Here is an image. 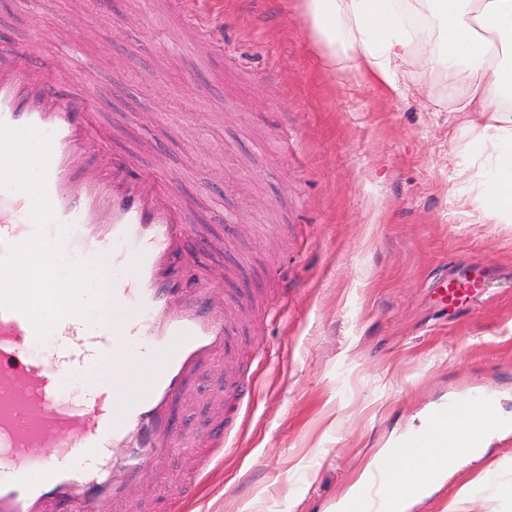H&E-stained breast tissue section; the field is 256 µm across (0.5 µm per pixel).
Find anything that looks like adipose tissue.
Here are the masks:
<instances>
[{"label":"adipose tissue","mask_w":512,"mask_h":512,"mask_svg":"<svg viewBox=\"0 0 512 512\" xmlns=\"http://www.w3.org/2000/svg\"><path fill=\"white\" fill-rule=\"evenodd\" d=\"M316 42L329 58L346 56L373 80L391 89L404 84L411 66L444 69L465 77L457 112H512V67L493 64V46L512 54V0H296ZM428 16L439 31L432 52L408 31L403 16ZM494 167L477 199L484 217L512 223V127L491 123L478 136Z\"/></svg>","instance_id":"1"}]
</instances>
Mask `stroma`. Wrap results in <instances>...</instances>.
<instances>
[{
	"label": "stroma",
	"instance_id": "stroma-1",
	"mask_svg": "<svg viewBox=\"0 0 512 512\" xmlns=\"http://www.w3.org/2000/svg\"><path fill=\"white\" fill-rule=\"evenodd\" d=\"M224 45L168 0H0V64L84 34L70 93L96 86L89 159L189 197L192 248L224 304L231 351L178 402L183 441L125 512H337L382 449L474 389L512 414V223L473 201L489 164L443 70L394 91L352 59L328 67L283 0H195ZM481 278L448 303L449 280ZM223 443L203 479L195 471ZM512 431L411 512H512ZM185 23L193 28L198 35L199 41H207L210 43L212 50L223 52L224 45L211 39L210 28L207 20L200 14L189 10L187 7L182 12Z\"/></svg>",
	"mask_w": 512,
	"mask_h": 512
}]
</instances>
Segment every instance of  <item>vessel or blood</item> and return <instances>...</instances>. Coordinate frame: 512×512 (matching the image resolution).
I'll use <instances>...</instances> for the list:
<instances>
[{
    "instance_id": "1",
    "label": "vessel or blood",
    "mask_w": 512,
    "mask_h": 512,
    "mask_svg": "<svg viewBox=\"0 0 512 512\" xmlns=\"http://www.w3.org/2000/svg\"><path fill=\"white\" fill-rule=\"evenodd\" d=\"M183 18L212 50L223 51L202 15L187 9ZM75 71L68 51L45 64L0 65V122L51 135L47 192L57 221L71 253L111 267L119 314L113 325L97 328L92 347L71 319L60 321L57 331L83 352L47 363L24 356L36 341L28 318L0 309V512H122L115 471L139 481L173 449L167 415L229 334L222 306L210 299L172 305L175 290L162 273L185 251L190 229L182 204L158 196L149 181L104 180L100 171L111 157L87 164L84 147L96 135L87 119L92 99L65 90ZM30 209L27 194L0 189V256L28 238ZM78 367L110 370L88 385L85 406L59 395ZM495 404L494 394L483 391L431 411L423 428L401 443L403 466L375 471L348 512H394L396 496L437 482L439 470L427 463L430 449L492 432ZM88 452L92 461L74 467Z\"/></svg>"
}]
</instances>
